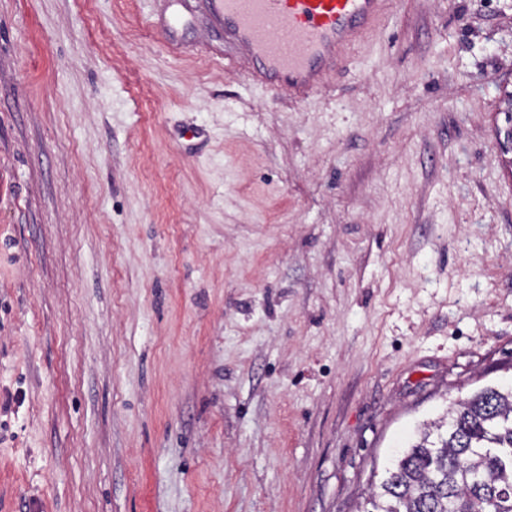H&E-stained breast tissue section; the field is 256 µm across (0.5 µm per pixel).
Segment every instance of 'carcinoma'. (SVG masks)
<instances>
[{
    "label": "carcinoma",
    "instance_id": "obj_1",
    "mask_svg": "<svg viewBox=\"0 0 512 512\" xmlns=\"http://www.w3.org/2000/svg\"><path fill=\"white\" fill-rule=\"evenodd\" d=\"M367 512H512V386H486L425 423Z\"/></svg>",
    "mask_w": 512,
    "mask_h": 512
}]
</instances>
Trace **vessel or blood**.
<instances>
[{
    "label": "vessel or blood",
    "mask_w": 512,
    "mask_h": 512,
    "mask_svg": "<svg viewBox=\"0 0 512 512\" xmlns=\"http://www.w3.org/2000/svg\"><path fill=\"white\" fill-rule=\"evenodd\" d=\"M252 81L309 100L374 28L388 0H206Z\"/></svg>",
    "instance_id": "b4317fda"
}]
</instances>
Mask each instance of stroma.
Masks as SVG:
<instances>
[{
    "label": "stroma",
    "instance_id": "1",
    "mask_svg": "<svg viewBox=\"0 0 512 512\" xmlns=\"http://www.w3.org/2000/svg\"><path fill=\"white\" fill-rule=\"evenodd\" d=\"M506 89L512 0H390L307 102L203 0H0V512H357L512 381Z\"/></svg>",
    "mask_w": 512,
    "mask_h": 512
}]
</instances>
